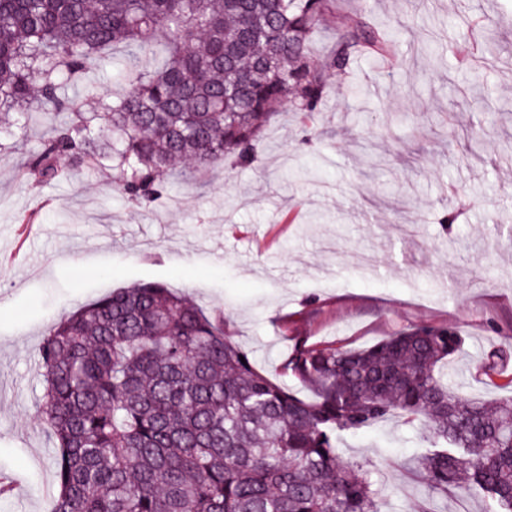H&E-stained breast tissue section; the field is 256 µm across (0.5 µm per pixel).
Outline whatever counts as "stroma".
Masks as SVG:
<instances>
[{
  "instance_id": "1",
  "label": "stroma",
  "mask_w": 512,
  "mask_h": 512,
  "mask_svg": "<svg viewBox=\"0 0 512 512\" xmlns=\"http://www.w3.org/2000/svg\"><path fill=\"white\" fill-rule=\"evenodd\" d=\"M395 52L332 75L312 127L284 110L257 162L176 175L150 206L112 170L31 184L46 134L0 129V512H51L55 450L38 411L50 325L117 288L160 282L208 312L273 379L297 344L357 349L429 325L464 337L463 392L512 396V0H358ZM419 424L343 435L379 512H497L433 492Z\"/></svg>"
}]
</instances>
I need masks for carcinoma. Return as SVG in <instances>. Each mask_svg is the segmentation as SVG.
Returning <instances> with one entry per match:
<instances>
[{"instance_id":"1","label":"carcinoma","mask_w":512,"mask_h":512,"mask_svg":"<svg viewBox=\"0 0 512 512\" xmlns=\"http://www.w3.org/2000/svg\"><path fill=\"white\" fill-rule=\"evenodd\" d=\"M330 17L319 63L311 40ZM393 44L334 0H0V122H49L24 179L108 161L129 199L152 202L177 160L253 164L276 112L311 119L332 71ZM107 58L121 90L71 109V88ZM461 346L426 325L360 349L297 346L285 370L317 392L306 401L255 367L223 316L162 283L118 288L40 347L53 512H377L368 470L337 443L387 420L429 427L417 465L431 489L476 486L512 512V398L489 407L448 384Z\"/></svg>"}]
</instances>
